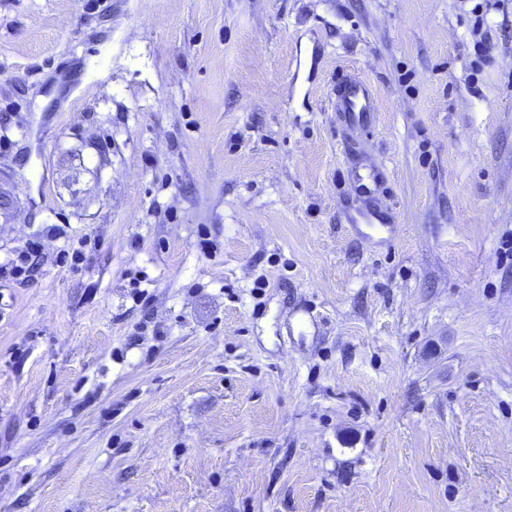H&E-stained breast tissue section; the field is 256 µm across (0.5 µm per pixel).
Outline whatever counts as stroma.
Returning a JSON list of instances; mask_svg holds the SVG:
<instances>
[{
    "label": "stroma",
    "instance_id": "stroma-1",
    "mask_svg": "<svg viewBox=\"0 0 512 512\" xmlns=\"http://www.w3.org/2000/svg\"><path fill=\"white\" fill-rule=\"evenodd\" d=\"M508 237L512 0H0V512H512ZM336 107L345 124L367 134L379 112L377 97L371 86L355 75H344L336 84ZM349 178L355 193L359 197L371 201L386 179V169L383 165L377 164L355 167L350 170ZM41 241L29 240L25 250L17 253L14 257L0 262V279L19 280L26 273L30 272L33 257H36L41 251Z\"/></svg>",
    "mask_w": 512,
    "mask_h": 512
}]
</instances>
